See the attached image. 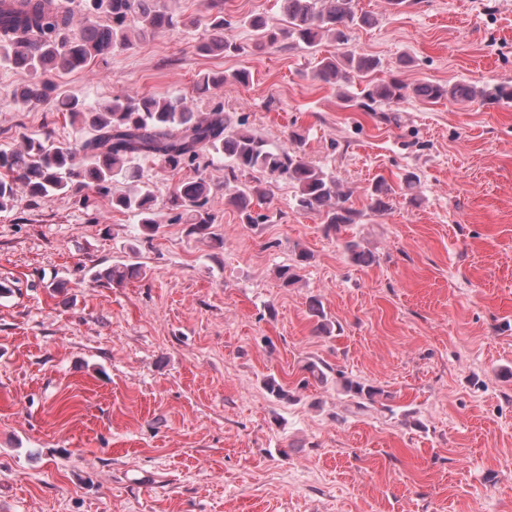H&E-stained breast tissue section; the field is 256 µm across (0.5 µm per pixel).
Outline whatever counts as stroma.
I'll return each instance as SVG.
<instances>
[{
    "mask_svg": "<svg viewBox=\"0 0 512 512\" xmlns=\"http://www.w3.org/2000/svg\"><path fill=\"white\" fill-rule=\"evenodd\" d=\"M163 3L181 26L54 76L58 93L220 105L277 146L301 130L307 160L364 215L325 234L272 181L263 222L241 223L219 162L207 238L168 224L147 242L110 196L19 191L0 211V512H512V101L410 92L386 123L340 99L364 78L315 77L350 48L411 89L512 84V0H357L376 23L349 45L261 51L241 21H280L277 0H224L227 54L199 50L208 0ZM240 69L249 84L196 93L199 73ZM19 82L0 62V149L79 138L66 113L16 105ZM409 171L419 204L370 210L375 178ZM348 240L375 262L351 264ZM132 243L145 280L90 284ZM298 246L312 258L282 287ZM313 296L333 335L316 332ZM310 358L390 400L360 410L335 383L297 389ZM270 376L291 399L265 389Z\"/></svg>",
    "mask_w": 512,
    "mask_h": 512,
    "instance_id": "1",
    "label": "stroma"
}]
</instances>
